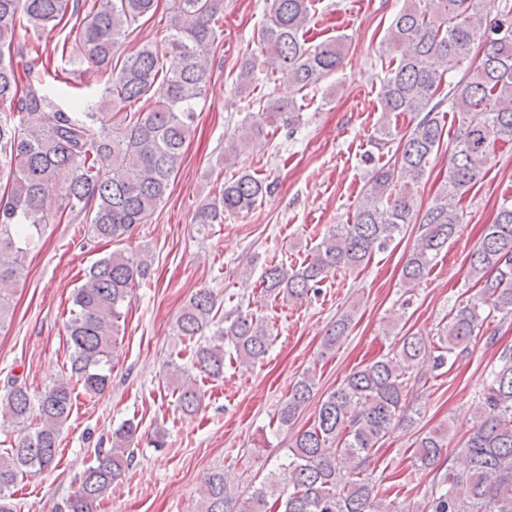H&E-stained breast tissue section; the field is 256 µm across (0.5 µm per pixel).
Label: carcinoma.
<instances>
[{
    "label": "carcinoma",
    "instance_id": "1",
    "mask_svg": "<svg viewBox=\"0 0 512 512\" xmlns=\"http://www.w3.org/2000/svg\"><path fill=\"white\" fill-rule=\"evenodd\" d=\"M480 2L405 0L382 44L380 105L397 118L411 116L414 126L404 133L389 121L377 128L366 154L372 175L352 223L326 233L297 268L267 264L262 284L271 294L307 300L332 271L358 269L411 224L418 243L403 266L404 283L413 287L430 272L461 224L459 203L490 170L497 146L512 144V0L494 20L480 12ZM266 3L256 48L243 58L235 86L245 109L257 106L259 113L244 118L228 141L226 162L249 150L266 128L299 122L295 100H254L252 88L279 74L298 92L309 91L343 60L344 36L316 44L306 38L315 0ZM158 6L159 0H0V329L14 314L7 286L25 269L19 235L52 223L50 200L60 201L58 213L89 224L94 238L122 242L147 223L182 166L210 78L224 0H170L162 41L115 57L120 39L153 18ZM68 15L79 21L65 35L60 57L21 40L20 32L38 36ZM476 48L473 70L452 81ZM172 53L178 64L168 67ZM74 62L87 65L103 88L98 99L67 107L51 98L47 78L65 79ZM445 105L456 115L457 132L448 175L424 209L416 193L443 141L439 115ZM387 152L390 159L377 165ZM273 191V183L245 171L198 205L194 223L200 231L222 224L224 213L250 211ZM150 267L147 254L121 249L96 261L74 290L66 322L70 371L37 395L16 377L4 384L0 431L16 438L0 452V512H15L11 488L20 476L55 463L75 386L90 396L110 386L121 308ZM469 273L480 285L477 296L450 313L437 343L406 334L396 351L353 371L321 400L314 423L288 444L292 488L281 489L268 477L247 495H236L235 478L216 468L203 477L196 512H412L378 498L367 467L395 427L415 424L407 395L410 383L424 379L422 365L439 370L468 355L483 328L484 307L512 316V201L503 200L470 253ZM352 317L345 312L331 322L324 350L346 336ZM176 328L187 341L191 368L214 379L224 375L225 358L250 365L269 351L268 325L242 310L231 319L218 316L209 289L189 299ZM165 368L185 376L182 411H197L196 380L173 361ZM316 386L315 373L301 374L276 413L278 427L294 426ZM482 401L481 422L452 464L445 458L447 426L416 439V464L435 471L427 512H512V349L500 352ZM137 434L138 426L127 422L112 432L110 447L95 449L96 462L84 470L67 512H98L112 484L133 465Z\"/></svg>",
    "mask_w": 512,
    "mask_h": 512
}]
</instances>
